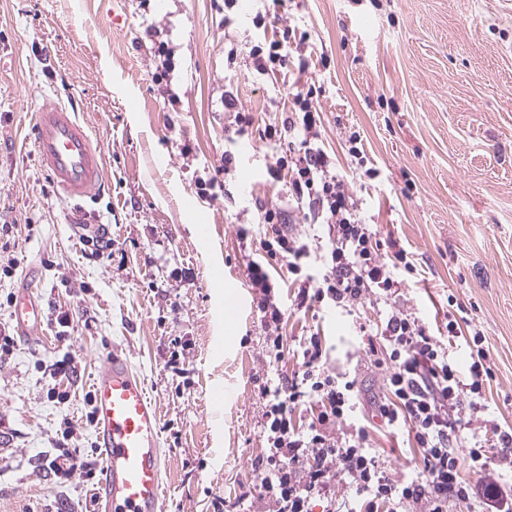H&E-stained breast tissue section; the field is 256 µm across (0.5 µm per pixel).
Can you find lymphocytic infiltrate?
Returning <instances> with one entry per match:
<instances>
[{"label":"lymphocytic infiltrate","mask_w":512,"mask_h":512,"mask_svg":"<svg viewBox=\"0 0 512 512\" xmlns=\"http://www.w3.org/2000/svg\"><path fill=\"white\" fill-rule=\"evenodd\" d=\"M295 40L291 28L261 38L248 53L253 68L267 75L287 68ZM313 91L297 92L285 127L266 125L261 137L285 149L267 173L285 182L288 198L309 204L322 224L320 268L308 266L311 249L289 232L287 215L278 207L260 206L265 227L260 241L264 261L251 262L248 278L257 288V309L265 344L274 359L284 353L281 295L269 266L286 263L297 288V308L329 303L348 311L373 300L387 309L376 325L356 323L369 367L381 371L384 393L374 415L384 426L406 429L418 451L415 472L390 474L372 450L366 426L351 423L357 381L332 374L324 365L319 334L303 341L302 361L290 377L259 389L264 447L255 461L258 485L237 501H214L215 512H450L470 504L472 488L464 471L483 472L491 464L512 472V458H494L493 449L512 446V430L493 420L472 434L465 449L456 444L475 414L484 412L485 386L493 377L485 337L469 336L471 363L460 370L449 350L462 328L449 318L447 335L436 336L402 302L399 271L414 272L407 250L397 241L380 240L358 215V201L343 175L332 169L319 146L321 114ZM294 139L283 142V132ZM311 413L307 427H297L298 408Z\"/></svg>","instance_id":"1"}]
</instances>
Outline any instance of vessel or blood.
Segmentation results:
<instances>
[{
    "label": "vessel or blood",
    "mask_w": 512,
    "mask_h": 512,
    "mask_svg": "<svg viewBox=\"0 0 512 512\" xmlns=\"http://www.w3.org/2000/svg\"><path fill=\"white\" fill-rule=\"evenodd\" d=\"M32 140L41 166L62 198L80 207L105 181V154L75 113L62 106L37 112ZM45 303L35 284L17 289L11 317L19 334L41 335ZM92 396L102 512H162L160 411L127 358L113 353L94 378Z\"/></svg>",
    "instance_id": "obj_1"
}]
</instances>
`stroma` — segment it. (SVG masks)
I'll use <instances>...</instances> for the list:
<instances>
[{"instance_id": "35a3bbf8", "label": "stroma", "mask_w": 512, "mask_h": 512, "mask_svg": "<svg viewBox=\"0 0 512 512\" xmlns=\"http://www.w3.org/2000/svg\"><path fill=\"white\" fill-rule=\"evenodd\" d=\"M246 2L228 11L224 0H0V225L15 227L0 234V333L15 339L0 358V512H99L97 474L60 478L46 461L67 448L99 460L86 397L115 350L161 410L163 512H213L214 498L248 489L263 447L259 387L297 369L310 329L330 370L357 373L360 410L388 471L411 467L408 446L371 414L382 374L367 368L352 316L290 306L283 361L266 353L247 265L265 256L258 204L284 208L288 195L267 179L276 151L260 132L311 86L320 144L360 217L416 267L406 307L433 328L457 302L489 347L484 416L512 428V0H292L287 23L307 34L309 66L273 75L227 60L226 40L249 46L261 33L255 17L274 16L271 0ZM156 39L172 50L163 80ZM228 97L255 119L246 136L234 133ZM55 105L104 148L106 187L84 204L109 229L100 254L74 234L27 138L35 112ZM354 132L360 160L348 153ZM228 150L234 172L217 200L201 197L199 183L221 175ZM198 215L216 227L210 243L196 239ZM240 224L251 225V240L239 241ZM217 266L246 298L224 325ZM28 279L46 304L45 334L23 340L11 299ZM66 360L62 403L48 395L49 370ZM215 383L235 392L218 420Z\"/></svg>"}]
</instances>
